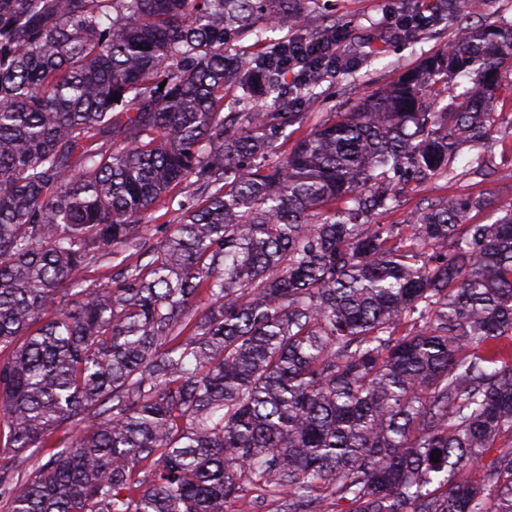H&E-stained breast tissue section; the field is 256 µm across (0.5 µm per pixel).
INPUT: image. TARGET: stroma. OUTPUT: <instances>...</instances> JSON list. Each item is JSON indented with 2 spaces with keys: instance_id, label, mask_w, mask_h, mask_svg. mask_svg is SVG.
Listing matches in <instances>:
<instances>
[{
  "instance_id": "obj_1",
  "label": "stroma",
  "mask_w": 512,
  "mask_h": 512,
  "mask_svg": "<svg viewBox=\"0 0 512 512\" xmlns=\"http://www.w3.org/2000/svg\"><path fill=\"white\" fill-rule=\"evenodd\" d=\"M435 0H322L319 13L336 20L346 34L337 49L349 75L327 79L319 88L320 97L312 104L295 103L294 111L307 113V126H314L330 112L349 111L359 101L420 71L426 60L451 46L461 18L483 28L512 30V0H485L480 11H473L471 0H450L438 23L418 28L406 36L400 27L407 6L430 15ZM499 122L483 147L488 166L480 172L467 171L453 186L442 181L422 184L417 191L401 196L394 208L380 215L385 224L409 223L416 205L441 195L483 196L486 204L473 212L474 222L492 223L495 209L512 205V69L502 68L500 88L494 106ZM170 197L156 201L147 224L140 227L134 243L118 247L114 256L94 258L85 274L90 288H117L122 284L124 265L148 263L152 251L169 231L173 214Z\"/></svg>"
}]
</instances>
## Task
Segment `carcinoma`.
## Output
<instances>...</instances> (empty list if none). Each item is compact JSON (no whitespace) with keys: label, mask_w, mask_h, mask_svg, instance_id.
<instances>
[{"label":"carcinoma","mask_w":512,"mask_h":512,"mask_svg":"<svg viewBox=\"0 0 512 512\" xmlns=\"http://www.w3.org/2000/svg\"><path fill=\"white\" fill-rule=\"evenodd\" d=\"M311 2L0 0V512H512V207L376 221L459 179L512 31L460 25L287 153L282 108L346 72ZM260 23L282 36L228 56ZM181 184L149 264L82 287ZM477 76L475 74L470 75H456L440 80L438 83L433 85L427 93L426 102L428 103L431 99L441 100V106L450 104L459 93L465 88H473L477 86Z\"/></svg>","instance_id":"cac0c4a2"}]
</instances>
